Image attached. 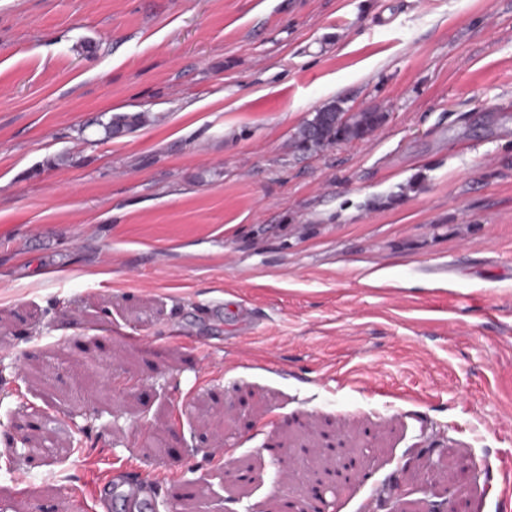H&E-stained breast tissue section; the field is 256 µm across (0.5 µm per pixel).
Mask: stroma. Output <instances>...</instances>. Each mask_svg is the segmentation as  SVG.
I'll return each instance as SVG.
<instances>
[{
    "instance_id": "35a3bbf8",
    "label": "stroma",
    "mask_w": 512,
    "mask_h": 512,
    "mask_svg": "<svg viewBox=\"0 0 512 512\" xmlns=\"http://www.w3.org/2000/svg\"><path fill=\"white\" fill-rule=\"evenodd\" d=\"M326 433L329 512H512V0H0V512H278ZM344 113L336 102L324 105L317 110L312 119L298 128L294 137L296 147L301 151L320 150L342 141L364 140L374 132L380 122L373 117L376 112H359L352 115L348 122L343 123L341 120ZM311 129L317 131L318 138L309 146L308 142L313 135ZM148 121V114L145 112L137 113H121L111 115L107 122L100 121L99 126L102 128L103 139H110L117 135L120 128L124 132H131ZM134 467L132 461H127L125 466L113 472V477L126 479L130 486V495L128 499V510L140 511L144 509V498L141 497V490L144 487L138 478L133 476Z\"/></svg>"
}]
</instances>
